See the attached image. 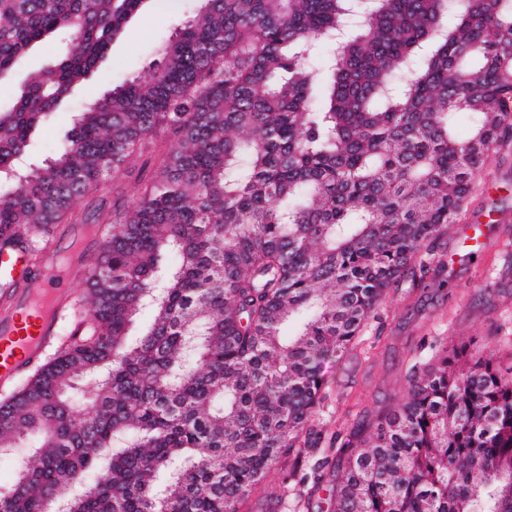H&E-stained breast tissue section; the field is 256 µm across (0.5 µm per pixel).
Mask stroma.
I'll return each instance as SVG.
<instances>
[{"mask_svg":"<svg viewBox=\"0 0 512 512\" xmlns=\"http://www.w3.org/2000/svg\"><path fill=\"white\" fill-rule=\"evenodd\" d=\"M196 5V0H146L100 68L35 131L29 162L40 163L53 152L77 112L144 74L159 46ZM169 147L168 139H156L129 169L80 199V222L94 224L113 208L132 205L139 177ZM460 221L483 225L488 247L475 254L458 236L448 234L438 247L439 259L427 262L424 278L404 277L390 289L355 348L324 369L325 383L309 430L312 448L301 457L282 458L240 512H304V503L309 506L305 512H320L311 480L314 462L334 457L351 431L370 426L393 404L407 385L412 363H433L438 345L452 340L481 343L512 336V139L492 153L476 176ZM99 249L98 242L78 238L68 226L56 238L53 253L71 254L67 283L73 297L85 292V260Z\"/></svg>","mask_w":512,"mask_h":512,"instance_id":"stroma-1","label":"stroma"}]
</instances>
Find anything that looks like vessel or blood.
I'll return each mask as SVG.
<instances>
[{
	"mask_svg": "<svg viewBox=\"0 0 512 512\" xmlns=\"http://www.w3.org/2000/svg\"><path fill=\"white\" fill-rule=\"evenodd\" d=\"M18 281L12 299L0 306V379H12L39 359L58 334L68 296L57 295L46 277L31 274L17 259L0 260V278Z\"/></svg>",
	"mask_w": 512,
	"mask_h": 512,
	"instance_id": "b4317fda",
	"label": "vessel or blood"
}]
</instances>
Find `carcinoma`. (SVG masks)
<instances>
[{"label":"carcinoma","instance_id":"1","mask_svg":"<svg viewBox=\"0 0 512 512\" xmlns=\"http://www.w3.org/2000/svg\"><path fill=\"white\" fill-rule=\"evenodd\" d=\"M142 3L0 0V81L35 44L65 39L0 113L1 253L38 259L79 199L155 137L174 141L139 200L98 226L86 314L0 399V440L40 439L0 512H238L304 452L325 364L423 270L419 254L512 136V0H201L148 75L24 164ZM328 39L320 76L305 58ZM144 306L152 322L133 341ZM499 352L443 347L412 372L370 432L336 449V484L316 485L325 512H512V365ZM84 381L89 406L76 402Z\"/></svg>","mask_w":512,"mask_h":512}]
</instances>
